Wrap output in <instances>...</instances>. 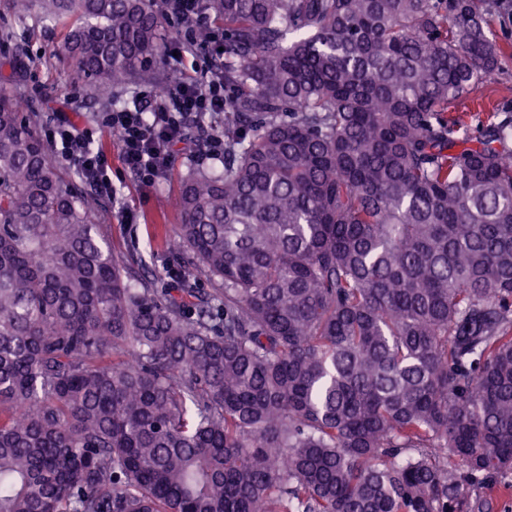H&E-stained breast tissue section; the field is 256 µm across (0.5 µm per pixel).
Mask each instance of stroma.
I'll use <instances>...</instances> for the list:
<instances>
[{
    "instance_id": "35a3bbf8",
    "label": "stroma",
    "mask_w": 512,
    "mask_h": 512,
    "mask_svg": "<svg viewBox=\"0 0 512 512\" xmlns=\"http://www.w3.org/2000/svg\"><path fill=\"white\" fill-rule=\"evenodd\" d=\"M8 31L9 39L0 44V89L19 88L23 96V114L46 123L57 113H67L74 121L95 129V142L113 153L112 182L120 189L126 213H119L109 198H101L98 220L116 252L138 248L149 268L161 270L172 259L170 241L179 217L174 198L179 181L193 163L197 153L194 144L178 150L166 176L152 188H142L117 159V142L102 130L106 108L104 99L130 98L139 95L146 109H154L159 101L156 86L136 82L122 89L105 91L103 98L86 93V81L61 59L58 49L64 40L67 24L56 23L47 28L35 21L19 23L11 9V0H0V31Z\"/></svg>"
}]
</instances>
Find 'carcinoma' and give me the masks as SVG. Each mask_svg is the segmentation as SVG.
<instances>
[{
    "label": "carcinoma",
    "mask_w": 512,
    "mask_h": 512,
    "mask_svg": "<svg viewBox=\"0 0 512 512\" xmlns=\"http://www.w3.org/2000/svg\"><path fill=\"white\" fill-rule=\"evenodd\" d=\"M224 168L175 261L112 251L0 89V512H492L512 471V0H202ZM73 22L93 94L167 82L154 0ZM456 458L464 467L448 468ZM475 95L485 102L500 96L512 97V62L504 64L494 78L480 85Z\"/></svg>",
    "instance_id": "carcinoma-1"
}]
</instances>
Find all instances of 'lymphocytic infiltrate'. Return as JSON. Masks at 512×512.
<instances>
[{
    "label": "lymphocytic infiltrate",
    "mask_w": 512,
    "mask_h": 512,
    "mask_svg": "<svg viewBox=\"0 0 512 512\" xmlns=\"http://www.w3.org/2000/svg\"><path fill=\"white\" fill-rule=\"evenodd\" d=\"M224 109V79L215 63L182 74L168 102L153 112L122 109L106 113L102 126L119 134L118 157L96 148L92 132L66 116L42 125L40 135L58 161L73 167L99 194L116 196L110 171L113 159L150 186L164 177L177 145L186 139L189 126H204L208 115Z\"/></svg>",
    "instance_id": "obj_1"
}]
</instances>
